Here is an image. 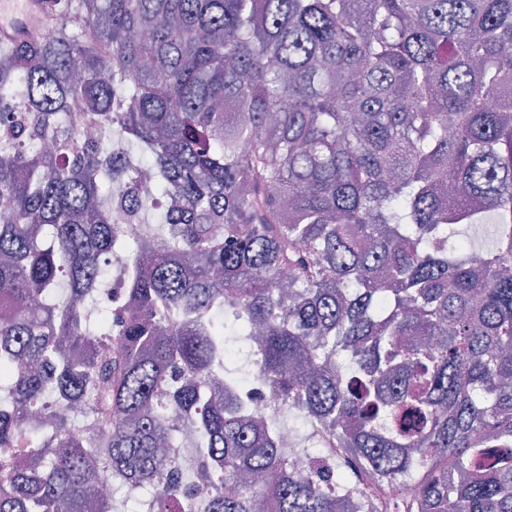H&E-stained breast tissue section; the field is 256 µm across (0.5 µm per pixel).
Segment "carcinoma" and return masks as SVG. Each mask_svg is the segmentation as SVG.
<instances>
[{
	"instance_id": "1",
	"label": "carcinoma",
	"mask_w": 512,
	"mask_h": 512,
	"mask_svg": "<svg viewBox=\"0 0 512 512\" xmlns=\"http://www.w3.org/2000/svg\"><path fill=\"white\" fill-rule=\"evenodd\" d=\"M46 16L55 39L0 46V512H113L101 470L159 485L147 512H338L356 484V512H512V0ZM126 199L151 233L123 248ZM111 258L123 305L92 328ZM229 328L322 428L303 479L245 381L202 390ZM80 409L107 447L71 435ZM171 415L199 440L181 459Z\"/></svg>"
}]
</instances>
